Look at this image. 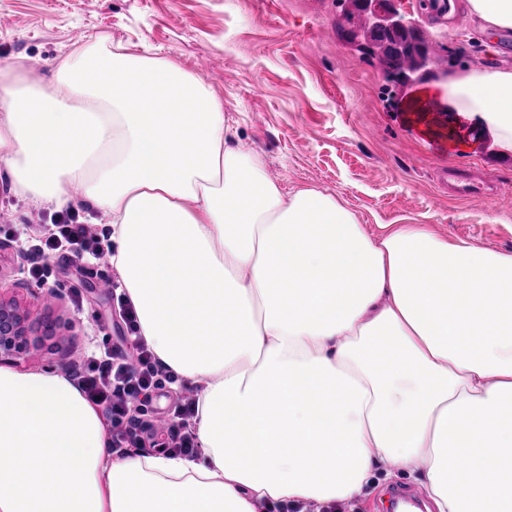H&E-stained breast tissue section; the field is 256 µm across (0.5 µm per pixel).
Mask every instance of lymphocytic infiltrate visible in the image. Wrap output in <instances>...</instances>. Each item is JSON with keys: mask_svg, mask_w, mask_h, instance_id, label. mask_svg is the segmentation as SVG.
Masks as SVG:
<instances>
[{"mask_svg": "<svg viewBox=\"0 0 512 512\" xmlns=\"http://www.w3.org/2000/svg\"><path fill=\"white\" fill-rule=\"evenodd\" d=\"M27 252L43 256L55 253L67 258L106 256L98 239L74 213L62 214L50 235L32 237ZM119 313L132 339L130 349L98 346L73 372L86 397L103 408L110 423L112 445L116 448L136 445L147 425L139 416L137 400L159 388L163 382H176V375L164 367L138 334L137 318L131 303L118 297Z\"/></svg>", "mask_w": 512, "mask_h": 512, "instance_id": "lymphocytic-infiltrate-1", "label": "lymphocytic infiltrate"}]
</instances>
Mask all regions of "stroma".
Wrapping results in <instances>:
<instances>
[{
	"mask_svg": "<svg viewBox=\"0 0 512 512\" xmlns=\"http://www.w3.org/2000/svg\"><path fill=\"white\" fill-rule=\"evenodd\" d=\"M405 22L456 47L477 37L466 0L451 16H436L431 0H392ZM0 66L22 67L45 83L85 38L119 45L133 55L175 62L224 102L233 140L258 157L266 175L284 185L312 186L338 198L362 224H423L448 238L512 254V207L453 192L439 171L475 174L512 192V153L464 117L432 112V137L403 104L380 94L378 66L345 39L323 40L337 19L336 0H0ZM206 59L199 67L198 59ZM0 286L14 289L29 314L33 343L0 366L17 372H70L101 343L126 333L112 288L115 268L49 262L60 284L48 295L28 274L33 257L19 253V236L47 235L54 212L35 208L0 178ZM401 474L377 475L340 512H387L388 493L410 487Z\"/></svg>",
	"mask_w": 512,
	"mask_h": 512,
	"instance_id": "obj_1",
	"label": "stroma"
}]
</instances>
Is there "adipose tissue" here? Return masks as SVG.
I'll return each mask as SVG.
<instances>
[{
    "mask_svg": "<svg viewBox=\"0 0 512 512\" xmlns=\"http://www.w3.org/2000/svg\"><path fill=\"white\" fill-rule=\"evenodd\" d=\"M53 80L0 71V175L101 212L141 336L194 388L200 455L115 457L75 382L0 367V512H324L380 471L434 512H512V254L284 190L171 61L93 43ZM418 97L512 152V70Z\"/></svg>",
    "mask_w": 512,
    "mask_h": 512,
    "instance_id": "ef3b65f1",
    "label": "adipose tissue"
}]
</instances>
